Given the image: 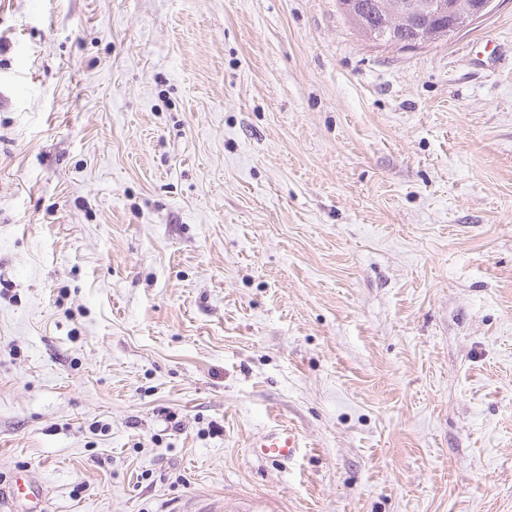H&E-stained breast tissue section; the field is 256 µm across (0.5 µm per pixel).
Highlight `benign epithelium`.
Listing matches in <instances>:
<instances>
[{"label": "benign epithelium", "mask_w": 512, "mask_h": 512, "mask_svg": "<svg viewBox=\"0 0 512 512\" xmlns=\"http://www.w3.org/2000/svg\"><path fill=\"white\" fill-rule=\"evenodd\" d=\"M497 0H473L463 5L461 0H419L406 6L392 4L389 9L398 13L404 23L413 27V35L399 37L391 26L372 27L366 23L361 0H340L341 12L351 21L360 25L375 43L385 47L424 46L430 43V33L443 37L457 34L477 20L489 16L496 8Z\"/></svg>", "instance_id": "obj_1"}]
</instances>
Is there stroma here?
I'll list each match as a JSON object with an SVG mask.
<instances>
[{
    "label": "stroma",
    "mask_w": 512,
    "mask_h": 512,
    "mask_svg": "<svg viewBox=\"0 0 512 512\" xmlns=\"http://www.w3.org/2000/svg\"><path fill=\"white\" fill-rule=\"evenodd\" d=\"M20 467L48 512H512V0L419 49L336 0L0 5ZM254 454L275 464H290L301 448H306L299 432L287 423L280 424L250 444Z\"/></svg>",
    "instance_id": "stroma-1"
}]
</instances>
